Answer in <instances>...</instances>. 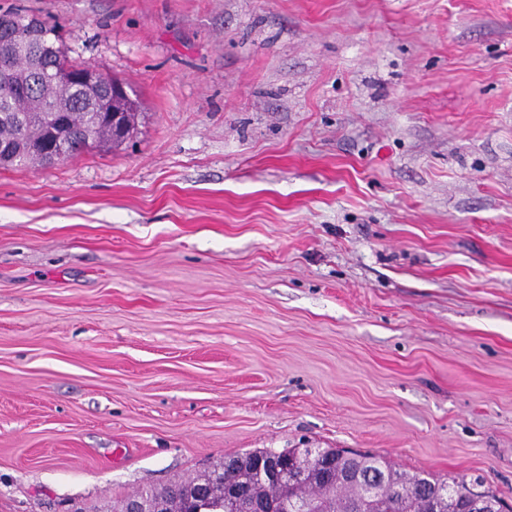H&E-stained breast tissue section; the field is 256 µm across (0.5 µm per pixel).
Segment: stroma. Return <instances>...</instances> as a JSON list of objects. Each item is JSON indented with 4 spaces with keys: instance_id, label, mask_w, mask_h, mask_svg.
<instances>
[{
    "instance_id": "35a3bbf8",
    "label": "stroma",
    "mask_w": 512,
    "mask_h": 512,
    "mask_svg": "<svg viewBox=\"0 0 512 512\" xmlns=\"http://www.w3.org/2000/svg\"><path fill=\"white\" fill-rule=\"evenodd\" d=\"M138 134L0 168V512L255 449L512 496V0H0Z\"/></svg>"
}]
</instances>
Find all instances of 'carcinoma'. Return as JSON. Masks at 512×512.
I'll use <instances>...</instances> for the list:
<instances>
[{"label": "carcinoma", "mask_w": 512, "mask_h": 512, "mask_svg": "<svg viewBox=\"0 0 512 512\" xmlns=\"http://www.w3.org/2000/svg\"><path fill=\"white\" fill-rule=\"evenodd\" d=\"M25 15L13 10L0 13V147L10 151L9 159L1 161L3 168H31L42 165L40 152L31 144L49 140V125L44 123L46 107L57 101H71L75 111L65 112L61 119L71 133L67 158L88 151L87 139L95 146L119 145L138 133L137 102L130 95L118 97L114 104L126 109V137H113L112 128L102 121L100 99L54 80L52 72L65 63H73L67 53L52 57L38 56L20 41L24 36ZM322 460L310 471L293 496L314 500L322 509H348L357 506L362 512H468L469 494L474 491L507 507L503 493L485 484L484 480L450 477L446 480L430 475H410L382 457L325 448ZM275 453L273 449L253 450L228 457L217 467L222 478L211 481L210 475L189 477L174 482L177 487L208 486L209 500L200 504V512H219L224 507V494L235 488L246 490L259 502H271L276 512L294 508L296 501L279 497V491L259 465L260 459ZM372 470L390 483L379 497L367 501L357 474Z\"/></svg>", "instance_id": "carcinoma-1"}]
</instances>
